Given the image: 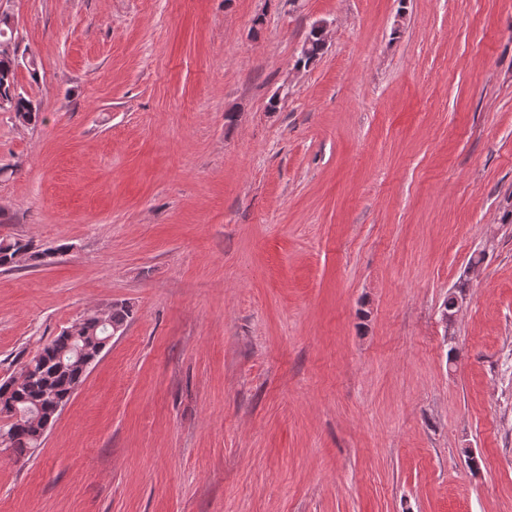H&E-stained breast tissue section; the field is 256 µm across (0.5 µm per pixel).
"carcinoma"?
I'll return each mask as SVG.
<instances>
[{
	"mask_svg": "<svg viewBox=\"0 0 512 512\" xmlns=\"http://www.w3.org/2000/svg\"><path fill=\"white\" fill-rule=\"evenodd\" d=\"M326 38L320 26H314L302 46L296 65L308 67L325 48ZM16 58L8 49H0V101L6 110L14 113L21 124H31L39 119V112L32 102L16 90ZM63 251L62 247L33 250V244L21 238H0V270L14 271L22 263L34 260L40 265L53 263L50 254ZM109 325H99V312L83 315L77 323L75 340L62 333L32 358L34 371L26 382L15 383L12 379L0 382V415L7 422L0 425V434L8 436L7 447L17 459L27 456L39 445L44 418L55 415L59 401L73 393L82 382L81 363L76 359L77 348L93 352L97 340L112 335V328L127 326L131 309L124 303H109L102 309Z\"/></svg>",
	"mask_w": 512,
	"mask_h": 512,
	"instance_id": "1",
	"label": "carcinoma"
}]
</instances>
